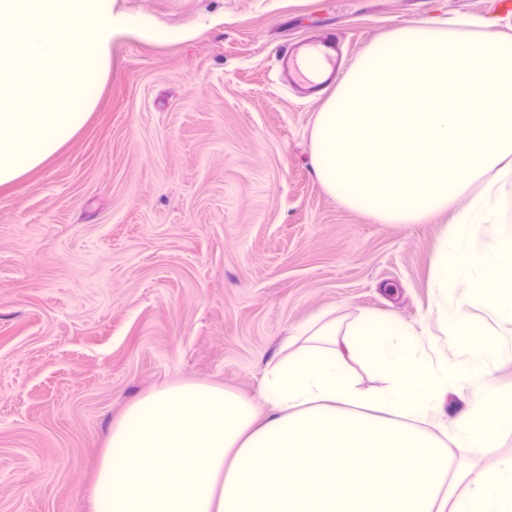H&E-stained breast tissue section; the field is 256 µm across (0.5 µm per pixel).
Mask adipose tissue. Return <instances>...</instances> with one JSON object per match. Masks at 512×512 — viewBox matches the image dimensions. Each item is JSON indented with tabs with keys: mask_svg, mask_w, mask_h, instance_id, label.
Returning a JSON list of instances; mask_svg holds the SVG:
<instances>
[{
	"mask_svg": "<svg viewBox=\"0 0 512 512\" xmlns=\"http://www.w3.org/2000/svg\"><path fill=\"white\" fill-rule=\"evenodd\" d=\"M310 147L322 188L374 221L449 215L430 306L450 316L455 360L431 349L424 324L317 314L265 364L258 399L183 381L129 403L94 512H512V457L492 487L467 464L512 430V389L487 367L512 355V37L489 20L479 34L462 20L394 29L340 77ZM353 360L379 386L363 389ZM451 394L467 404L454 419Z\"/></svg>",
	"mask_w": 512,
	"mask_h": 512,
	"instance_id": "adipose-tissue-1",
	"label": "adipose tissue"
}]
</instances>
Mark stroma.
Listing matches in <instances>:
<instances>
[{
  "instance_id": "35a3bbf8",
  "label": "stroma",
  "mask_w": 512,
  "mask_h": 512,
  "mask_svg": "<svg viewBox=\"0 0 512 512\" xmlns=\"http://www.w3.org/2000/svg\"><path fill=\"white\" fill-rule=\"evenodd\" d=\"M125 25L82 128L0 186V512H92L125 404L166 383L258 395L321 312L424 323L445 217L380 224L325 192L310 131L325 96L280 74L289 44L344 64L431 18L512 0H115Z\"/></svg>"
}]
</instances>
